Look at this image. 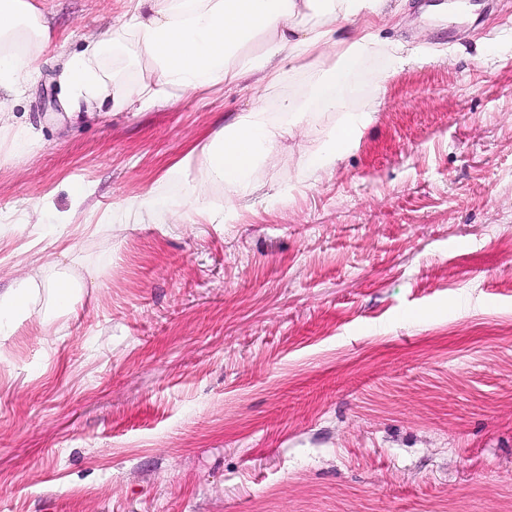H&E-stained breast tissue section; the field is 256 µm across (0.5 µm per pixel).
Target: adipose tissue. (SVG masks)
I'll return each mask as SVG.
<instances>
[{
  "label": "adipose tissue",
  "instance_id": "adipose-tissue-1",
  "mask_svg": "<svg viewBox=\"0 0 512 512\" xmlns=\"http://www.w3.org/2000/svg\"><path fill=\"white\" fill-rule=\"evenodd\" d=\"M388 0H125L123 13L103 37L78 54L65 57L63 80L73 109L111 107L146 111L184 93L229 84L252 75L255 93L295 72L296 64H322L307 107L286 98L280 103L288 122L271 120L258 103L187 150L172 168L184 182L180 199L148 193L123 201L125 209L182 218L185 210L220 224L233 211L264 161L283 140L296 137L307 112L339 114L336 126L322 133L318 152L307 164L321 170L336 163L357 143L372 120L356 111L340 87L359 59L378 51L376 35L346 32L347 23L381 19ZM260 51H250L255 39ZM52 25L36 0H0V95L18 96L32 82V64L54 46ZM134 46L151 65L133 79L108 70L107 56ZM224 189L222 206L209 196L210 185ZM32 292L28 279L0 293V335H11L26 315Z\"/></svg>",
  "mask_w": 512,
  "mask_h": 512
}]
</instances>
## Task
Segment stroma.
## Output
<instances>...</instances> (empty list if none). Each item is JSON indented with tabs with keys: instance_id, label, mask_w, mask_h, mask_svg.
Wrapping results in <instances>:
<instances>
[{
	"instance_id": "35a3bbf8",
	"label": "stroma",
	"mask_w": 512,
	"mask_h": 512,
	"mask_svg": "<svg viewBox=\"0 0 512 512\" xmlns=\"http://www.w3.org/2000/svg\"><path fill=\"white\" fill-rule=\"evenodd\" d=\"M44 7L74 51L124 0ZM379 37L413 60L350 73L359 141L314 171L320 138L286 139L224 224L112 203L180 197L169 167L252 78L73 112L51 50L0 102L33 134L0 148V292L34 276L0 342V512H512V0H395ZM74 180L90 227L59 244ZM50 288L55 293V300L58 309H69L72 307L75 302L78 291L76 288H82L81 286H76L73 279L69 278L65 275H58L55 279L52 280L50 284Z\"/></svg>"
}]
</instances>
